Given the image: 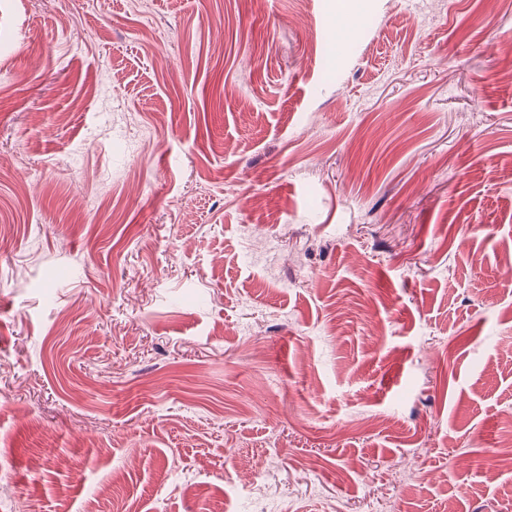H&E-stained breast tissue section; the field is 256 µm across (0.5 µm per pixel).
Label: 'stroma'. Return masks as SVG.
Segmentation results:
<instances>
[{
	"label": "stroma",
	"instance_id": "stroma-1",
	"mask_svg": "<svg viewBox=\"0 0 512 512\" xmlns=\"http://www.w3.org/2000/svg\"><path fill=\"white\" fill-rule=\"evenodd\" d=\"M508 72L512 0H0V512H512Z\"/></svg>",
	"mask_w": 512,
	"mask_h": 512
}]
</instances>
